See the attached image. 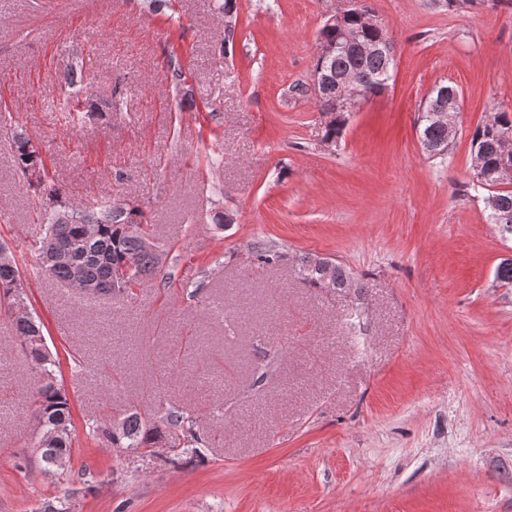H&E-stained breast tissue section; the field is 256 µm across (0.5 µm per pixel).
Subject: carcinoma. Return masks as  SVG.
I'll return each mask as SVG.
<instances>
[{
    "label": "carcinoma",
    "instance_id": "cac0c4a2",
    "mask_svg": "<svg viewBox=\"0 0 512 512\" xmlns=\"http://www.w3.org/2000/svg\"><path fill=\"white\" fill-rule=\"evenodd\" d=\"M219 9L224 13L229 28L225 30L224 44L234 38L237 26L236 0H222ZM355 31L363 42L379 43L391 40L384 28H367L356 16L344 18V27L323 26L319 41L336 44L332 56L315 58L314 69L321 71L322 83L315 103L326 117L322 140L337 144L346 125L344 113L336 110V85L345 75L353 76L367 89L379 80L391 77L393 60L383 51L372 54L343 47V29ZM72 64L67 79L81 80L85 62L78 49H71ZM416 126L422 137L423 154L431 159L448 154L453 137L439 126L429 113L420 112ZM512 131V111L495 107L491 117L477 125L471 134V148L483 152L480 171L474 173L467 189L483 190L487 220L498 227L501 235L512 237V190H504L501 169L512 166V144L500 143L502 134ZM14 165L30 179V184L43 198L39 214L47 224L46 235L39 241L37 269L41 274L69 284L79 274L93 290L105 297L120 301L127 299L132 290L153 282L168 279V253L150 240L145 212L131 200H105L96 210H86L64 197L50 176L45 161L30 136L22 131L14 135ZM253 256L260 263L273 265L286 259L287 253L276 245L255 242ZM128 265L133 276L120 295L112 294V270ZM300 281L308 288L343 290L360 288L345 265L329 258L308 255L301 258L297 268ZM495 280L501 286H512V258L503 259L496 268ZM25 302L22 272L15 259L4 263L0 259V308L9 311ZM13 335L25 354L28 368L37 375L32 390L36 422L41 431L38 442L40 460L49 467L56 457L70 459L72 451L73 418L69 400L58 387L55 368L58 361L46 345L39 342L43 336L41 322L32 316L19 315L13 319ZM93 433L118 447L131 450L152 448L165 438H171L185 448L199 442L190 426V420L174 406H163L158 415L148 419L129 411L117 426L102 424Z\"/></svg>",
    "mask_w": 512,
    "mask_h": 512
}]
</instances>
